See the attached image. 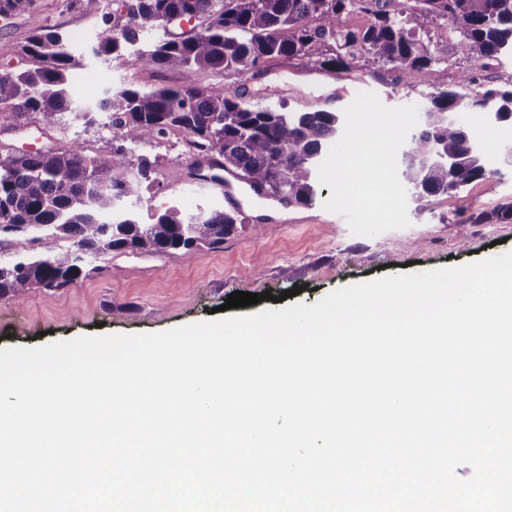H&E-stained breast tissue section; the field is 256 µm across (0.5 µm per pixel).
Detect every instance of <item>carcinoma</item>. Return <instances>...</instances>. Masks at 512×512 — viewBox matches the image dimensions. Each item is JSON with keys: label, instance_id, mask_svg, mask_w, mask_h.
Wrapping results in <instances>:
<instances>
[{"label": "carcinoma", "instance_id": "1", "mask_svg": "<svg viewBox=\"0 0 512 512\" xmlns=\"http://www.w3.org/2000/svg\"><path fill=\"white\" fill-rule=\"evenodd\" d=\"M116 19L101 13L102 0H70L88 15L102 14L105 28L93 49L111 56L137 41L139 32L163 30L140 58L153 66L187 74L209 70L227 76L260 73L267 62L302 57L321 69L349 70L368 58L406 73L435 64L431 34L450 26L458 47L471 59L453 86L428 100L425 121L402 154V180L416 207L488 182L483 150L452 114L479 112L492 123L512 126V90L475 93L474 73L512 51V0H113ZM34 0H0V16L33 14ZM370 23L353 30L349 16ZM197 20L186 37L167 25ZM23 52L36 61L24 71L0 69V109L24 117L36 114L55 127L75 112L87 125L97 112L120 130L107 157L68 151L0 154V237L29 236L36 251L0 260V298L20 300L34 289L59 291L83 273L76 252L109 255L130 250L168 253L215 249L245 229L238 209L189 217L168 208L143 224L129 204L156 181V165L144 154L172 129L192 137L210 166L233 169L267 196L290 205H310L325 192L319 169L341 142L343 120L324 109L280 112L248 104L238 89L201 92L193 86L129 85L109 89L99 100L78 105L69 70L76 60L63 34L33 18ZM512 219V204L495 214L469 216L462 224ZM66 240L70 249L59 251Z\"/></svg>", "mask_w": 512, "mask_h": 512}]
</instances>
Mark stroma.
<instances>
[{"label":"stroma","instance_id":"obj_1","mask_svg":"<svg viewBox=\"0 0 512 512\" xmlns=\"http://www.w3.org/2000/svg\"><path fill=\"white\" fill-rule=\"evenodd\" d=\"M44 25L68 35L77 65L70 84L77 101L102 96L109 88L132 83L142 88L190 84L220 90L233 84L257 107L289 112L326 109L350 116L358 102L373 105L364 117L365 133L387 155L400 158L414 130L424 120L431 93L454 84L468 68L444 33L433 37L439 62L401 74L363 61L357 68L332 73L294 57L277 60L260 74L227 78L208 70L190 75L144 64L136 53L95 56L102 22L67 7L65 0H37ZM33 23L28 15L0 17V68L23 71L34 62L21 52ZM456 120L474 138H487L495 147L492 181L475 183L452 196L436 197L416 209L398 168L381 169L367 183L362 198L343 203L336 191V170L323 169L327 189L310 205H286L274 199L243 195V212L251 226L225 238L220 249L176 250L165 254L115 251L85 262L81 277L59 291L35 290L20 302L0 299V348H33L98 333H154L211 319L212 308L236 291L271 292V299L227 316L252 315L272 308V299L285 295L286 305L315 304L330 292L353 283L387 275L454 267L512 251V222L462 224L459 214L490 213L512 202V127L485 122L471 112ZM184 133L171 135L153 150L158 157L157 181L134 206L141 221L174 206L182 214L198 209H225L224 196L211 183L186 186L184 175L194 162L183 147ZM81 145L91 155L110 154L112 131L99 125L85 128L67 116L61 128H49L36 117H17L0 110V154L64 151ZM298 296H290L293 287Z\"/></svg>","mask_w":512,"mask_h":512}]
</instances>
